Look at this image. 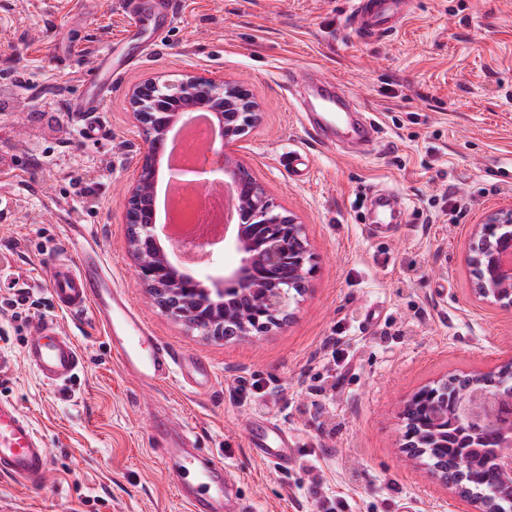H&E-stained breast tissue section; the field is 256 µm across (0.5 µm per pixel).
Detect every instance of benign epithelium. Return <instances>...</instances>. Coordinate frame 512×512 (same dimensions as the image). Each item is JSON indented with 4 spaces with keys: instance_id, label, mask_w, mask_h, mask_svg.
<instances>
[{
    "instance_id": "obj_1",
    "label": "benign epithelium",
    "mask_w": 512,
    "mask_h": 512,
    "mask_svg": "<svg viewBox=\"0 0 512 512\" xmlns=\"http://www.w3.org/2000/svg\"><path fill=\"white\" fill-rule=\"evenodd\" d=\"M128 106L143 137L145 150L139 161L137 178L126 195V223L136 220L133 207L143 196H153L160 176L159 146L172 122L190 106L205 107L216 118L214 137L219 139L216 160L197 172L183 176L190 185L216 181L234 189L233 202L249 209L255 227L245 224L224 225L228 237L223 243L236 253L238 261L224 268V275L204 277L189 266H182L159 238L157 225L147 224L127 238V249L135 262L143 288L151 301L191 329L216 339L224 338V322L233 294L256 299L269 322L288 313L298 294L293 288L307 286L313 274V254L309 244L299 249L290 242L305 236L304 225L280 211L263 186L255 183L251 196L240 193L244 171L230 147L256 119L257 102L253 94L243 92L242 85L217 80L203 74L188 73L170 80L151 77L131 87ZM466 261L476 271L472 278V295L485 303L512 310V207L488 211L482 222L473 225ZM197 285L201 305H211L212 312L200 314L196 307H180L179 297L186 282ZM493 368L473 372L471 392L456 401L458 418L474 427V432L499 434L503 445L512 447V391L503 394L500 387L488 382Z\"/></svg>"
}]
</instances>
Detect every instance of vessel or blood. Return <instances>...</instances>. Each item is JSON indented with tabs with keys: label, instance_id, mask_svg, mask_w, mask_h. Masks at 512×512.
<instances>
[{
	"label": "vessel or blood",
	"instance_id": "vessel-or-blood-1",
	"mask_svg": "<svg viewBox=\"0 0 512 512\" xmlns=\"http://www.w3.org/2000/svg\"><path fill=\"white\" fill-rule=\"evenodd\" d=\"M406 0H351L349 25L366 38L396 32L402 20ZM112 83V52L104 50L83 81L81 95L72 103V111L89 118L101 111L103 93ZM340 100L326 99L320 113L305 114L314 135L322 145H333L329 133L334 115L349 111ZM371 234H383L397 224L391 195L376 194L372 210ZM67 238L73 259L52 261L47 268L51 294L60 311L71 316L91 312L108 340L111 352L122 370L140 386L153 389L180 376L189 387L207 382L208 373L187 354L161 342L130 303L123 289L115 286L105 269L97 246L89 242L81 226L68 225ZM23 357L47 384L69 382L83 365L77 343L60 322L43 319L27 336ZM254 454L262 460L287 466L293 449L285 433L270 421L255 423L250 431ZM153 444L161 461L169 469L192 477L197 487L187 502L191 512H199L201 503L219 500L224 484L218 475L223 461L192 447L185 434H170L164 418H157ZM50 469L45 438L37 432L30 417L16 401L0 398V474L17 479L33 490L42 489Z\"/></svg>",
	"mask_w": 512,
	"mask_h": 512
}]
</instances>
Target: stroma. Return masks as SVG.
Listing matches in <instances>:
<instances>
[{
  "label": "stroma",
  "mask_w": 512,
  "mask_h": 512,
  "mask_svg": "<svg viewBox=\"0 0 512 512\" xmlns=\"http://www.w3.org/2000/svg\"><path fill=\"white\" fill-rule=\"evenodd\" d=\"M126 2L0 0V194L13 201L0 217V355L11 361L0 397L18 401L50 450L40 491L0 475V512H189L151 449L155 412L228 464L223 512L240 497L253 512H317L316 498L340 494L352 512H471L406 458L398 407L449 374L512 358V312L471 296L464 261L483 213L512 205V0H408L401 28L373 39L347 27L349 0H180L164 38L113 76L89 140L70 104L121 34ZM65 34L67 58L55 50ZM193 71L255 96L236 156L304 224L315 256L291 317L245 338L201 335L152 304L126 251L125 192L145 147L127 93ZM325 77L374 120L372 151L325 147L305 127L299 96ZM382 190L406 214L371 236ZM69 224L86 229L155 335L211 369L209 391L140 387L91 315L59 314L44 267L65 255ZM19 288L32 306L17 322L4 304ZM54 315L84 359L59 388L23 358L32 327ZM330 337L337 352L323 347ZM260 417L291 439L288 469L251 453Z\"/></svg>",
  "instance_id": "obj_1"
}]
</instances>
